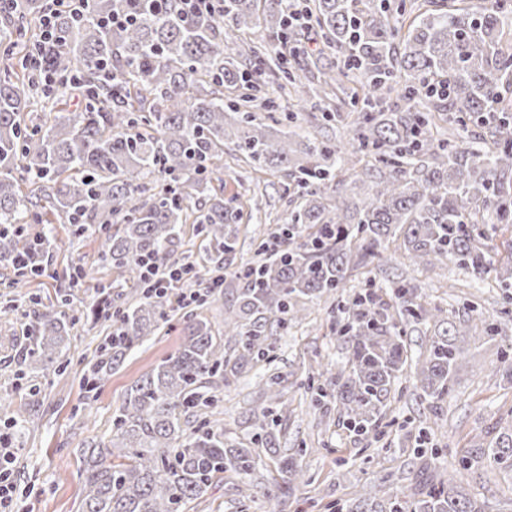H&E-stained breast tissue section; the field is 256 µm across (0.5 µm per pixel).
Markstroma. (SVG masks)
<instances>
[{
  "label": "stroma",
  "mask_w": 512,
  "mask_h": 512,
  "mask_svg": "<svg viewBox=\"0 0 512 512\" xmlns=\"http://www.w3.org/2000/svg\"><path fill=\"white\" fill-rule=\"evenodd\" d=\"M224 182L225 198H236L244 219L238 224L240 239L269 241L288 216L282 198L280 177L254 169L240 160L233 144L224 146V169L218 174ZM56 239L50 261L56 278L41 277L14 283L12 270L0 268V398L13 405L32 406L25 429L16 430L9 413L0 411V437L14 448L13 474L16 486L13 506L18 512H81L82 481L80 448L89 441L106 443L112 437V413L119 407L131 384L162 358L171 353L183 337L181 307H174L156 336L150 337L127 356L124 364L92 393H85L80 378L86 364L110 331L108 323L94 321L90 313L99 304L96 281L117 282L121 275L114 268L98 269L94 277L71 285L69 273L76 266H93L103 240L95 229L73 235L67 224L53 227ZM392 273L414 279L428 301L443 308L445 318L459 321L462 306L476 295L483 299V310L496 316L502 307L504 291L494 280H477L451 266L433 270L413 268L397 259ZM68 289L81 318L70 330L66 357L68 372L21 374L20 359L31 338L28 326L53 301L58 289ZM456 345L463 358L455 374V390L444 406V417L433 441L446 446V454L434 458V465L448 474H456L457 457L473 439L484 435L491 417L512 408V384L496 372L498 347L470 336H460ZM276 364L283 386L293 400V411L283 422L279 434L282 453L295 452L300 440L316 439L318 413L310 405V396L301 386L309 369L326 362L344 363L345 351L327 327L325 304L310 305L301 324L280 336ZM264 372L255 364L236 381L221 387L224 428L227 437L245 439L261 412L263 401L257 384ZM428 410L422 405L408 380H400L389 399V427L381 442V451L363 447L347 429L334 425L326 434L329 448L304 456L301 464L312 475L311 484L300 486L299 499H344L364 485L377 484L387 474L408 476L422 465L413 450L415 437L400 430V423L419 422ZM458 484L477 497L486 499L489 512H512V488L496 472H488L483 481L456 475ZM258 487L252 488L250 510H243L233 488V478L214 483L203 497L197 512H280L279 500L263 495L260 484L267 481L266 471H258Z\"/></svg>",
  "instance_id": "35a3bbf8"
}]
</instances>
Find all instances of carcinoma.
Instances as JSON below:
<instances>
[{
    "label": "carcinoma",
    "mask_w": 512,
    "mask_h": 512,
    "mask_svg": "<svg viewBox=\"0 0 512 512\" xmlns=\"http://www.w3.org/2000/svg\"><path fill=\"white\" fill-rule=\"evenodd\" d=\"M306 20L318 28L336 60L320 70L316 87L306 66L273 57L274 43L299 35L283 0H224V8L181 20L172 0H91L85 15L60 21V39L44 47L62 83L41 85L24 67L32 44L25 28L38 0H12L0 41L13 46L0 74V266L54 277L46 256L51 232L28 224H94L105 232L102 262L123 270L108 284L95 312L114 322L115 339L96 353L82 386L91 392L128 352L155 335L169 298L143 282L138 261L157 260V273L178 266L172 246L189 204L209 243L207 264L194 279L224 270L237 238L226 228L243 218L213 186L224 166V142L262 171L280 172L291 210L281 225V250L236 272L224 308L223 335L202 314L183 317L184 336L128 390L112 414L109 443H87L82 512H188L213 482L230 473L251 479L264 454L278 478L266 494L286 502L310 482L297 459L280 455L274 431L290 413L282 376L259 384L270 406L248 442L231 440L217 418L219 383L241 377L252 362L271 365L278 336L302 320L311 304H330L346 352L336 373L307 374L312 408L336 407L347 429L379 442L390 393L408 365L409 330L444 323L443 310L407 279L376 283L371 273L401 254L411 265L452 264L476 279L512 288V242L495 258L490 242L512 229V0H423L408 10L390 0H305ZM134 12L133 23L110 31L100 19ZM363 78L350 111L340 114L329 89L353 72ZM79 77L88 93L80 110L61 108L72 97L63 79ZM235 89L224 100V89ZM263 92L264 121L254 114ZM397 104L386 110L385 98ZM319 98L318 131H303L298 108ZM344 124L351 137L331 133ZM367 184L349 195L338 174L351 160ZM365 287L348 293L353 273ZM61 293L31 327L23 358L31 372L64 373L63 348L73 319ZM512 324V311L490 321L475 304L467 318L433 334L412 375L418 397L439 417L460 360L453 336L493 339ZM235 344L224 353L221 338ZM501 377L512 384V345L501 350ZM474 481L486 470L512 480V408L460 460ZM375 501L362 489L340 500V512H488L452 478L424 471L405 492L392 482Z\"/></svg>",
    "instance_id": "cac0c4a2"
}]
</instances>
